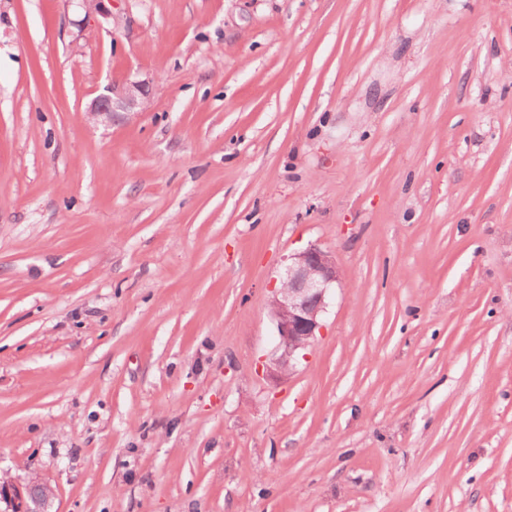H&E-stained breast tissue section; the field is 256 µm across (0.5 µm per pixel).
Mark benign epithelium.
Returning <instances> with one entry per match:
<instances>
[{"label":"benign epithelium","instance_id":"benign-epithelium-1","mask_svg":"<svg viewBox=\"0 0 512 512\" xmlns=\"http://www.w3.org/2000/svg\"><path fill=\"white\" fill-rule=\"evenodd\" d=\"M149 83L126 80L114 83L94 98L86 114L96 122L112 121L116 112H134L146 107ZM341 282V272L328 252L310 247L290 257L280 280L273 289L271 314L278 343L266 364L273 380L290 373L299 353L310 346L320 328V319L328 306L330 292ZM38 482L15 484L0 482V512H51L53 492L41 484L44 494H36Z\"/></svg>","mask_w":512,"mask_h":512}]
</instances>
